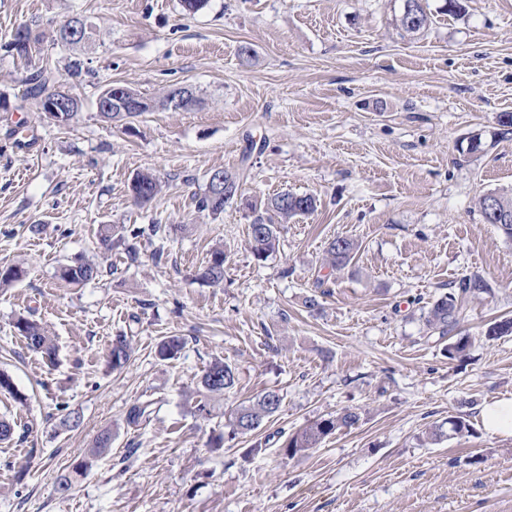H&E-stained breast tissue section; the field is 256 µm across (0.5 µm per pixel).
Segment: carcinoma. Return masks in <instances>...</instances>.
I'll list each match as a JSON object with an SVG mask.
<instances>
[{
	"mask_svg": "<svg viewBox=\"0 0 512 512\" xmlns=\"http://www.w3.org/2000/svg\"><path fill=\"white\" fill-rule=\"evenodd\" d=\"M400 13L396 16V26L405 34L414 36L422 33L430 23L423 0H401ZM44 34L36 31L33 25H22L11 33L9 48L22 60H30L33 54L40 51ZM27 95L40 99L48 91H56L53 72L39 67L25 78ZM130 94L138 99L140 109L135 112H114L106 107L112 96V88H106L98 97L96 105L101 117L107 120H124L140 116L153 110V105L147 99L130 90ZM224 181L217 184L207 181L204 190L195 198L197 211L206 212L214 217L224 213V206L237 195L240 183L246 178V169L236 171L220 170ZM133 198L143 196L146 202H152L161 191L160 180L151 172L137 174L130 185ZM496 207L491 209L485 198H480L479 207L483 221L495 225L502 235L512 240V193L494 192ZM252 214L250 229V249L258 260L265 259L274 249L277 241L279 226L296 216H305L317 209V199L309 194L298 195L288 191L278 193L261 204L246 203ZM145 230L135 227L129 231V236L120 237L125 251L131 259L138 256V238ZM357 244L347 237L332 239L326 248L329 267L340 271L351 264ZM224 249L214 248L206 263L198 268L195 280L208 285H219L224 281ZM59 278L68 283L80 285L102 276V269L91 261H78L74 264L63 265L58 272ZM489 290L488 282L478 274L463 276L448 285V292L441 295L427 309L424 315L429 330L444 337L455 330L466 317L465 303L468 298ZM14 327L18 334L27 341L30 349L41 353L46 363L52 365L56 360V348L48 335L46 328L37 320L30 317H20ZM512 335V318L495 322L485 332L489 340ZM183 348V340L178 336H169L157 345V355L162 360L173 359ZM132 348L128 337L118 335L112 339L108 354V367L115 371L124 368L131 358ZM236 376L233 367L222 359L212 361L204 370L200 379L201 386L209 393L222 394L235 386ZM281 396L275 391H266L254 402L240 405L228 415V425L231 435H248L257 431L265 421L272 418L280 409ZM359 421V414L353 409L329 417H320L306 427L296 431L286 441L282 448L285 455L293 457L311 448H316L329 435L342 428H351ZM470 432L469 424L463 416H450L448 421L432 426L428 437L433 441L452 438Z\"/></svg>",
	"mask_w": 512,
	"mask_h": 512,
	"instance_id": "obj_1",
	"label": "carcinoma"
}]
</instances>
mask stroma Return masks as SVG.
<instances>
[{
    "label": "stroma",
    "mask_w": 512,
    "mask_h": 512,
    "mask_svg": "<svg viewBox=\"0 0 512 512\" xmlns=\"http://www.w3.org/2000/svg\"><path fill=\"white\" fill-rule=\"evenodd\" d=\"M461 2L451 14L426 0L431 24L409 38L393 25L395 0H210L194 15L179 0H0V268L25 270L0 290V371L15 389L0 393V417L16 423L0 444V512H512V437L480 416L512 398V336L484 337L512 318V241L477 204L512 188V139L492 136L512 113V0ZM75 16L96 27L89 45L47 40L28 63L7 47L29 20L49 30ZM45 64L81 102L69 123L26 93ZM116 83L153 101L189 86L198 102L125 127L96 108ZM474 134L483 152H462ZM242 166L239 199L217 217L198 212L209 172ZM144 170L164 188L141 208L130 183ZM282 191L314 195L318 209L256 260L245 203ZM105 224L164 232L133 260L103 250ZM339 236L358 251L330 275L322 262ZM219 243L223 284L195 281ZM80 256L102 277L65 285L59 266ZM472 273L491 290L469 300L458 332L472 345L452 359L423 314ZM29 314L54 337L55 365L15 330ZM121 333L134 351L111 372ZM168 336L184 347L163 361ZM217 358L237 371L221 396L200 385ZM268 390L282 397L269 422L208 447L230 408ZM141 404L147 420L128 423ZM345 408L356 426L282 454L289 435ZM72 411L75 428L63 423ZM451 415L470 434L428 440ZM82 460L85 476L57 493Z\"/></svg>",
    "instance_id": "stroma-1"
}]
</instances>
